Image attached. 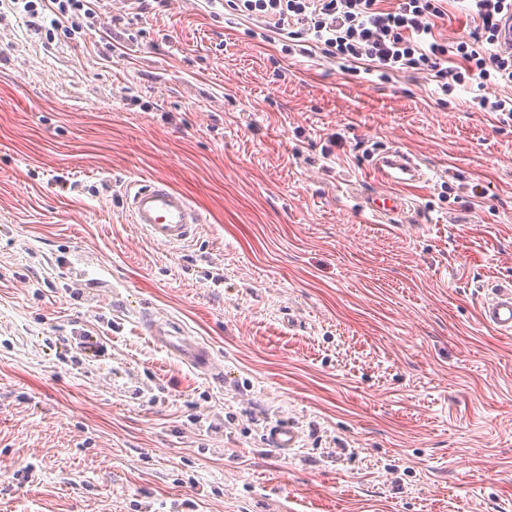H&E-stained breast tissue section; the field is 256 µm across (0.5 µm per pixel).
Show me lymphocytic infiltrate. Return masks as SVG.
<instances>
[{
	"label": "lymphocytic infiltrate",
	"instance_id": "obj_1",
	"mask_svg": "<svg viewBox=\"0 0 512 512\" xmlns=\"http://www.w3.org/2000/svg\"><path fill=\"white\" fill-rule=\"evenodd\" d=\"M238 15L269 27L287 47H309L350 72L429 75L442 94L462 90L468 104L512 122V99L491 86L512 85V55L497 49L498 24L512 0H464L470 31L455 47L435 29L445 16L441 0H229ZM99 0H23L33 18L47 16L46 36L80 32L77 15L95 19Z\"/></svg>",
	"mask_w": 512,
	"mask_h": 512
}]
</instances>
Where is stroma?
<instances>
[{
  "label": "stroma",
  "instance_id": "obj_1",
  "mask_svg": "<svg viewBox=\"0 0 512 512\" xmlns=\"http://www.w3.org/2000/svg\"><path fill=\"white\" fill-rule=\"evenodd\" d=\"M98 15L125 54L0 0V512H512V336L478 319L479 284L512 281V127L210 0ZM388 145L428 180L384 218L363 200ZM151 179L202 213L194 242L131 222ZM79 256L111 288L78 286ZM278 420L300 448L266 449ZM170 327L172 329H165ZM153 332L154 339L162 347L166 348L177 354L186 363L194 368L206 371L207 373L218 376V367L210 356L209 352L194 343H192L184 333L178 331L174 327L170 326L169 323L165 322L162 326L150 327Z\"/></svg>",
  "mask_w": 512,
  "mask_h": 512
}]
</instances>
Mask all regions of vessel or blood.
Segmentation results:
<instances>
[{
    "mask_svg": "<svg viewBox=\"0 0 512 512\" xmlns=\"http://www.w3.org/2000/svg\"><path fill=\"white\" fill-rule=\"evenodd\" d=\"M372 167L393 191L381 197H367V208L371 213L385 217L402 214L405 202L397 190L424 180V170L413 156L397 147L382 150ZM127 208L133 223L142 225L150 239L166 247L191 242L197 224L202 221L200 212L189 198L161 180L144 181L134 187L127 195ZM480 320L501 334H512L511 282L499 283L482 297ZM152 332L158 344L192 367L216 374L217 366L209 352L188 340L183 332L162 326L153 327ZM263 443L267 448L287 452L300 446L301 433L293 422L279 421L267 426Z\"/></svg>",
    "mask_w": 512,
    "mask_h": 512,
    "instance_id": "obj_1",
    "label": "vessel or blood"
}]
</instances>
